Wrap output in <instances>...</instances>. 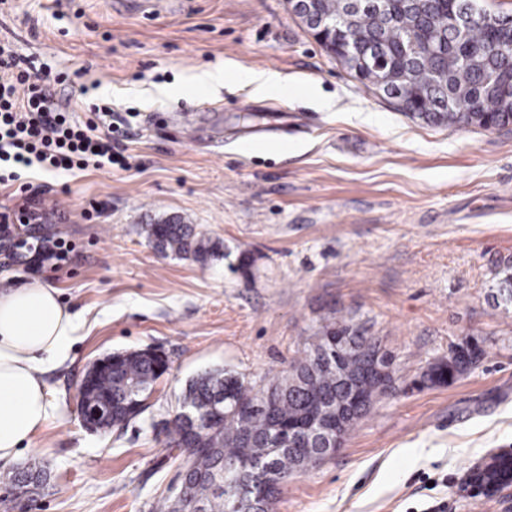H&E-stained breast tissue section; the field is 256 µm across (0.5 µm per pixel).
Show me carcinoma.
<instances>
[{
    "label": "carcinoma",
    "instance_id": "cac0c4a2",
    "mask_svg": "<svg viewBox=\"0 0 512 512\" xmlns=\"http://www.w3.org/2000/svg\"><path fill=\"white\" fill-rule=\"evenodd\" d=\"M466 12L469 0H364L362 7L347 18V0H319L320 9L336 19L338 28L357 50L384 46L391 68L404 74L416 90V116L438 124L503 128L512 124V101L504 98L489 82L512 85V47L493 46L485 30L471 25L461 30L448 22V2ZM417 45L416 55L408 47ZM453 99L455 111H448ZM147 236L162 252L192 255L199 260L209 247L188 224H149ZM349 336L348 347L338 353L328 337ZM467 347L452 351L448 361L433 365L430 381H455L476 365L484 355L482 342L465 341ZM393 368L394 357L372 338L331 316L291 366V375L257 389L222 369L205 373L186 387L182 404L200 420L186 429L177 416L168 422V447L190 453L191 467L185 476L187 491L160 498L155 512H270L275 496L255 498L260 486L283 483L296 472L317 464L320 450L310 440L291 438L297 424L319 402L336 405L345 387L354 385L364 394V403L343 414L340 437L347 436L373 405L386 394L380 382L365 373L370 357ZM168 371L161 353L134 351L112 355V366L92 367L86 374L83 397L103 408L97 427L106 432L131 421L138 402L148 398L153 385ZM246 401L268 409L263 416L238 413L233 404ZM252 459L261 469L246 471L241 479L230 478L217 488L214 478L224 461Z\"/></svg>",
    "mask_w": 512,
    "mask_h": 512
}]
</instances>
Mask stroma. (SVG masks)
I'll list each match as a JSON object with an SVG mask.
<instances>
[{"label":"stroma","instance_id":"1","mask_svg":"<svg viewBox=\"0 0 512 512\" xmlns=\"http://www.w3.org/2000/svg\"><path fill=\"white\" fill-rule=\"evenodd\" d=\"M0 42L70 77L56 98L86 120L111 103L127 167L28 170L0 207L35 198L70 249L60 267L1 266L0 291L55 288L73 316L40 377L51 412L31 449L50 480L0 512H153L178 471L163 423L189 380L223 369L280 378L330 315L394 357L392 390L343 446L280 486L272 512H504L468 479L512 448V125H433L331 57L287 0H0ZM231 69L214 89L203 70ZM272 71L280 91L241 76ZM192 225L204 261L162 253L145 227ZM254 259L242 270V255ZM484 358L425 380L466 337ZM154 349L169 369L146 411L91 433L77 413L89 366Z\"/></svg>","mask_w":512,"mask_h":512}]
</instances>
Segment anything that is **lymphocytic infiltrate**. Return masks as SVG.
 Instances as JSON below:
<instances>
[{
	"label": "lymphocytic infiltrate",
	"instance_id": "obj_1",
	"mask_svg": "<svg viewBox=\"0 0 512 512\" xmlns=\"http://www.w3.org/2000/svg\"><path fill=\"white\" fill-rule=\"evenodd\" d=\"M64 79L47 65L22 68L20 57L0 45V183L18 180L20 168L34 165L65 172L124 165L112 138L111 107H93L84 121L74 118L51 91Z\"/></svg>",
	"mask_w": 512,
	"mask_h": 512
}]
</instances>
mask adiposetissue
I'll return each instance as SVG.
<instances>
[{
    "label": "adipose tissue",
    "instance_id": "adipose-tissue-1",
    "mask_svg": "<svg viewBox=\"0 0 512 512\" xmlns=\"http://www.w3.org/2000/svg\"><path fill=\"white\" fill-rule=\"evenodd\" d=\"M73 317L56 289L27 285L0 292V460L17 457L49 416L37 370L65 353Z\"/></svg>",
    "mask_w": 512,
    "mask_h": 512
}]
</instances>
